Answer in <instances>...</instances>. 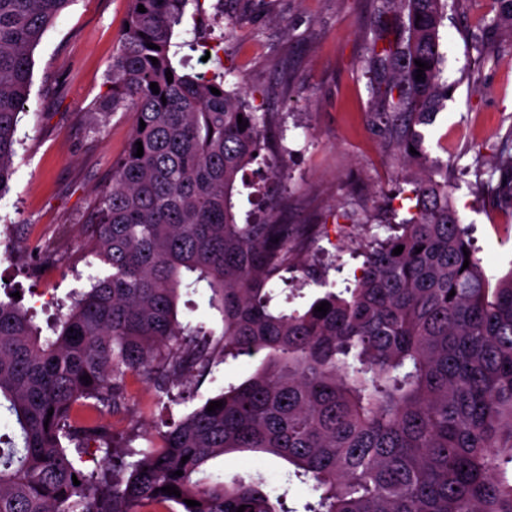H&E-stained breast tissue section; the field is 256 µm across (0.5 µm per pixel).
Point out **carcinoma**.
Listing matches in <instances>:
<instances>
[{"mask_svg": "<svg viewBox=\"0 0 512 512\" xmlns=\"http://www.w3.org/2000/svg\"><path fill=\"white\" fill-rule=\"evenodd\" d=\"M70 2L0 0V194L14 174L33 50ZM388 2L407 15L408 35L370 42L369 66L391 67L371 94L388 105L400 146L424 161L416 126L448 97L443 3ZM190 3L201 8V0H130L120 28L103 111L127 108L133 128L91 234L104 272L45 336L26 310L0 300V410L15 432L0 448V512H146L166 503L180 512H291L286 493L269 495L260 479L196 478L238 451L286 460L311 488L304 512H512V275L490 288L448 182L429 177L412 182L410 217L385 225L383 239L365 238L355 281L300 308L290 304L301 288L276 296L288 285L292 225L272 210L241 224L233 203L246 166L267 161L269 119L225 90V73L175 65L183 44L172 42L174 27ZM417 60L428 66L420 81ZM498 171L496 197L512 204V154H500ZM200 288L222 315L219 349L204 326L177 321L180 292ZM324 301L323 317L314 308ZM262 350L250 378L210 398L222 407L203 404L133 462L107 429L72 422L81 404L122 406L129 372L167 395L174 382L210 372L219 354ZM70 445L93 462L103 453L105 463L78 465ZM167 485L181 496L161 491Z\"/></svg>", "mask_w": 512, "mask_h": 512, "instance_id": "obj_1", "label": "carcinoma"}]
</instances>
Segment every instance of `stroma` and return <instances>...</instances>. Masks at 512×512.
I'll use <instances>...</instances> for the list:
<instances>
[{
	"label": "stroma",
	"instance_id": "stroma-1",
	"mask_svg": "<svg viewBox=\"0 0 512 512\" xmlns=\"http://www.w3.org/2000/svg\"><path fill=\"white\" fill-rule=\"evenodd\" d=\"M128 7L129 0H72L33 51L15 173L0 196V299L20 293V306L42 327L67 312L73 292L102 270L86 231L132 131L131 113L98 115ZM499 11V0H447L440 36L450 95L422 129L430 160L425 173L447 179L493 285L512 273V206L498 202L487 185L499 154L512 153V44L489 26ZM406 22L392 10L378 11L376 0H205L202 11L188 9L174 30L176 42L196 38L213 47L205 66L184 48L188 72L226 73V90L273 118L269 161L283 168L286 180L250 166L234 202L242 217L278 204L280 219L295 225V279L309 262L325 267L327 282L354 278L363 264L361 240L380 220L407 215L402 176L411 164L368 91L370 77L387 73L363 68L374 30L385 29L393 40ZM475 34L483 51L470 47ZM35 244L42 253L34 269L28 249ZM333 259L342 270L330 268ZM177 319L203 325L213 342L222 339L223 322L206 290L181 295ZM261 363L258 356L227 357L172 400L127 373L124 406L99 409L96 423L111 429L117 447L159 446L169 423L244 382ZM207 476L228 484L263 479L266 491L286 493L295 512L308 497L307 486L289 478L286 461L263 453L224 455Z\"/></svg>",
	"mask_w": 512,
	"mask_h": 512
}]
</instances>
